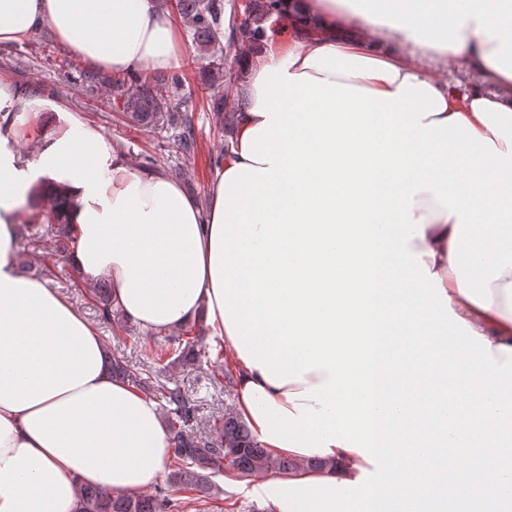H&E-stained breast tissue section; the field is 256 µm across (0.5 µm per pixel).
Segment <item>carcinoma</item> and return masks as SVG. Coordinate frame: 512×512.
<instances>
[{
    "instance_id": "1",
    "label": "carcinoma",
    "mask_w": 512,
    "mask_h": 512,
    "mask_svg": "<svg viewBox=\"0 0 512 512\" xmlns=\"http://www.w3.org/2000/svg\"><path fill=\"white\" fill-rule=\"evenodd\" d=\"M168 12L186 21L191 29L194 49L199 59L213 66L215 75L224 71V44H239L245 51L260 41L261 23L280 19L282 0H248L240 23H224V0H160ZM78 81L87 87L107 84L113 101L122 107L127 117L142 125L161 126L174 131L172 145L176 152L188 155L196 146L193 115L185 111L192 98L189 77L181 69L171 70L157 79L163 85L142 82L131 74L117 77L82 68ZM58 238L61 252L70 253L73 235L70 225L61 220L50 222ZM101 301L100 317L109 322L120 316L112 304L111 287L96 288ZM224 349H212L195 329L165 339L164 348L156 352L153 362L135 367L124 357L111 355L107 359L109 374L136 388H151L153 397L166 415L173 439L172 453L166 463L169 473L166 486L153 493L111 494L96 486L80 485V512H198L201 499L215 483L212 478L229 471L239 477H249L276 471L286 474L296 464L287 457L273 458L261 448L246 424L233 412L224 411L216 419L215 435L198 438L191 434L201 411L200 403L188 389L172 377L171 370L190 366L210 371L222 362Z\"/></svg>"
}]
</instances>
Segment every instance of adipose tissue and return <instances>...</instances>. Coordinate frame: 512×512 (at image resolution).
Instances as JSON below:
<instances>
[{"label":"adipose tissue","instance_id":"ef3b65f1","mask_svg":"<svg viewBox=\"0 0 512 512\" xmlns=\"http://www.w3.org/2000/svg\"><path fill=\"white\" fill-rule=\"evenodd\" d=\"M289 25L267 30L242 59L241 108L223 162L212 168L208 207L161 171L132 168L91 122L58 99L25 93L0 74V512H78L85 483L142 493L159 481L172 439L157 403L112 379L105 343L94 325L56 289L20 276V221L42 224L52 203L39 188L62 189L75 235L70 256L85 278H108L112 298L143 330L203 322L237 371L234 411L261 436L244 398L256 384L287 406L288 396L325 381V371L276 386L247 366L229 336L214 294L211 236L223 176L244 164L246 131L260 128L255 82L264 67L287 62L307 74L369 91L395 93L403 80L441 94L443 118L461 115L476 132L492 131L473 108L487 100L512 110V0H284ZM47 31L66 50L109 73L149 78L179 67V26L158 0H0V47ZM458 59L478 83L449 87L421 60ZM413 217L422 237L408 243L437 274L454 313L488 339L495 359L512 356V268L491 282L482 308L458 288L450 266L458 223L434 194L417 193ZM331 465L290 480L353 481L372 465L344 446Z\"/></svg>","mask_w":512,"mask_h":512}]
</instances>
